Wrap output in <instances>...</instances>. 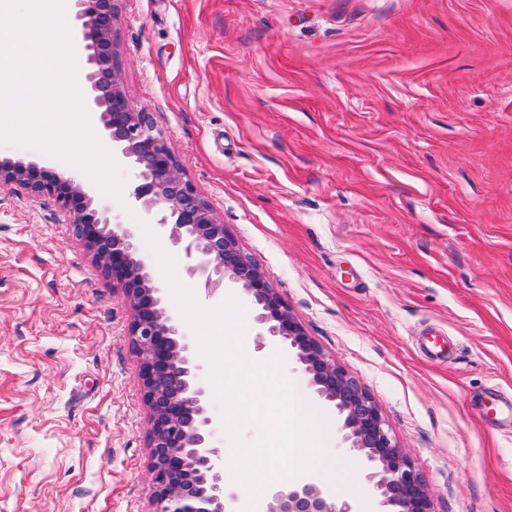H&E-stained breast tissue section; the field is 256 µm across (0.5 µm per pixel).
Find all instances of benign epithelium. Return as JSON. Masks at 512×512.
I'll use <instances>...</instances> for the list:
<instances>
[{
  "mask_svg": "<svg viewBox=\"0 0 512 512\" xmlns=\"http://www.w3.org/2000/svg\"><path fill=\"white\" fill-rule=\"evenodd\" d=\"M87 51L89 110L116 144L115 159L134 174L128 204L183 247L190 275L210 298L229 283L257 307L259 335L285 348L308 377L317 402L336 412L342 440L362 457L376 512H434L422 474L394 442L373 399L307 335L262 269L182 176L178 159L150 114L128 100L115 64L113 30L122 0H71ZM49 195L69 213L74 235L92 260L124 290L132 317L128 336L140 362L150 409V476L154 512H226L238 499L224 478V449L212 442L204 367L163 305L131 227L114 221L78 177L23 160L0 161V186ZM263 512H354L310 479L270 489Z\"/></svg>",
  "mask_w": 512,
  "mask_h": 512,
  "instance_id": "7a95c632",
  "label": "benign epithelium"
}]
</instances>
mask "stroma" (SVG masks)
<instances>
[{
    "label": "stroma",
    "mask_w": 512,
    "mask_h": 512,
    "mask_svg": "<svg viewBox=\"0 0 512 512\" xmlns=\"http://www.w3.org/2000/svg\"><path fill=\"white\" fill-rule=\"evenodd\" d=\"M124 91L434 512H512V0H123ZM131 309L0 187V512H151ZM320 476L375 502L336 416Z\"/></svg>",
    "instance_id": "obj_1"
}]
</instances>
